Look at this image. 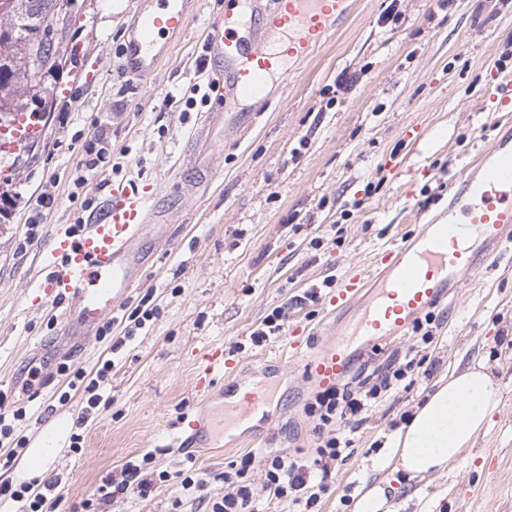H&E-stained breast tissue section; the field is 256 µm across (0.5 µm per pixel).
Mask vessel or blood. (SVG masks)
I'll return each mask as SVG.
<instances>
[{
    "instance_id": "b4317fda",
    "label": "vessel or blood",
    "mask_w": 512,
    "mask_h": 512,
    "mask_svg": "<svg viewBox=\"0 0 512 512\" xmlns=\"http://www.w3.org/2000/svg\"><path fill=\"white\" fill-rule=\"evenodd\" d=\"M352 0H226L224 18L211 19L205 42L224 63V93L230 99H263L267 79L287 60H303L327 41L350 15ZM158 10L140 12L129 33L125 68L144 77L155 69L159 39L183 29V0H158ZM250 14V39H241L227 18ZM37 117L19 114L0 151L16 153L36 140ZM459 189L438 217L427 208L416 213L418 227L407 239L382 248L372 271L342 279L329 299L336 317L334 341L306 364L309 383L335 386L365 348L406 335L413 322L437 307L465 274L495 264L512 243V146L494 149L463 165ZM151 206L137 185L111 183L102 211L88 223L58 231L45 257L47 275L39 288L61 300L72 328L96 326L114 311L129 286L136 244ZM224 353L211 350L197 380L210 389L213 373L223 371ZM267 403L258 389L244 391L233 405L235 417L248 418Z\"/></svg>"
}]
</instances>
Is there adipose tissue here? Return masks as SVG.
<instances>
[{"label":"adipose tissue","instance_id":"1","mask_svg":"<svg viewBox=\"0 0 512 512\" xmlns=\"http://www.w3.org/2000/svg\"><path fill=\"white\" fill-rule=\"evenodd\" d=\"M499 404L497 382L484 365L451 373L395 433L394 454L411 476L444 468L484 427Z\"/></svg>","mask_w":512,"mask_h":512}]
</instances>
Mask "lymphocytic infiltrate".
Listing matches in <instances>:
<instances>
[{
	"mask_svg": "<svg viewBox=\"0 0 512 512\" xmlns=\"http://www.w3.org/2000/svg\"><path fill=\"white\" fill-rule=\"evenodd\" d=\"M111 155L110 144L106 138H91L84 147V156L76 168L73 185L84 190L90 182L102 174L107 159ZM434 314H425L417 320L412 331L417 339L415 346L409 347L379 374L377 380H365L358 384L337 382L335 387L321 391L313 402L308 403L309 415L318 417L320 427L333 428L332 436L323 439L311 460L294 457H273L266 473L263 488L269 495L287 499L293 512H310L325 491V482L331 476L330 469L344 453L350 450L351 433L360 424L380 399L389 392H398L409 372L418 366V347L429 343L433 337L432 324ZM154 452H146L135 462L127 463L121 472L120 481H107L99 485L81 503V512H108L116 496H144L151 486ZM250 467L249 457L240 462L230 463L224 473L225 482L234 485V492L213 503L211 512H252L254 492L245 478ZM319 471L321 482L317 487H308L306 475L310 471Z\"/></svg>",
	"mask_w": 512,
	"mask_h": 512,
	"instance_id": "obj_1",
	"label": "lymphocytic infiltrate"
}]
</instances>
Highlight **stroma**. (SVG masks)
I'll return each instance as SVG.
<instances>
[{
	"label": "stroma",
	"mask_w": 512,
	"mask_h": 512,
	"mask_svg": "<svg viewBox=\"0 0 512 512\" xmlns=\"http://www.w3.org/2000/svg\"><path fill=\"white\" fill-rule=\"evenodd\" d=\"M155 2L77 0L69 37L80 52L46 76L55 94L41 147L0 199V414L24 413L0 443V482L24 481L17 440L55 448L45 477L59 479L63 512H76L105 477L153 450L156 472L170 480L155 481L148 496L116 499L112 512H209L229 491L227 463L249 453L254 512H289L262 485L273 456L303 457L319 444L318 420L304 410L312 393L304 368L336 335L322 282L361 272L379 248L415 231V203L439 211L461 163L494 146L497 122L512 121L489 95L492 65L512 52V0L449 8L400 0L395 21L382 18L389 0H359L333 37L269 84L261 107L225 100L223 75L204 64L205 25L224 0H187L189 22L161 39L149 77L122 69L135 10ZM100 130L119 179L147 187L153 213L114 320L79 339L65 305L34 286L52 236L106 200V190L89 189L85 209L69 196L80 147ZM45 192L55 202L40 215ZM315 285L313 303L306 293ZM148 292L157 315L113 351L120 317ZM283 304L281 335L250 345L251 330ZM434 314L413 387L358 426L315 512H354L372 487L383 489L385 512H512V259L464 275ZM214 348L231 368L217 390L201 393L195 378ZM107 360L112 401L86 409L58 368L92 373ZM476 362L499 384L497 410L448 467L409 477L391 450L395 431L435 382ZM264 383L274 390L267 415L174 447L184 422L202 412L223 422L225 397ZM191 464L202 489L172 478Z\"/></svg>",
	"instance_id": "obj_1"
}]
</instances>
